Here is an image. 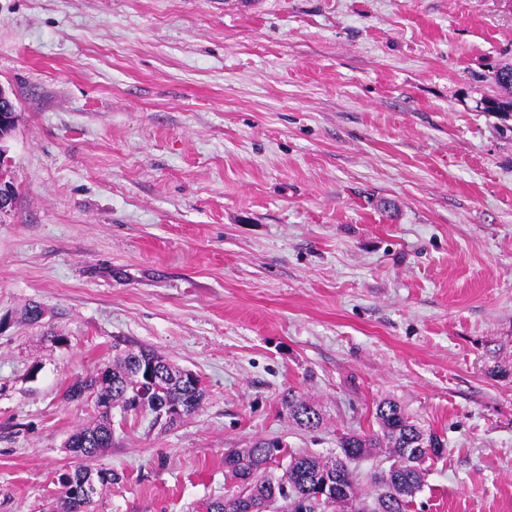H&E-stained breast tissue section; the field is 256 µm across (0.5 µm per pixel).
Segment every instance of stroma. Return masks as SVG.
I'll return each instance as SVG.
<instances>
[{
	"label": "stroma",
	"mask_w": 512,
	"mask_h": 512,
	"mask_svg": "<svg viewBox=\"0 0 512 512\" xmlns=\"http://www.w3.org/2000/svg\"><path fill=\"white\" fill-rule=\"evenodd\" d=\"M512 0H0V512H48L79 375L147 346L174 427L112 411L95 512H203L256 439L335 453L397 401L444 440L412 512H512ZM40 322L24 319L30 303ZM297 392L320 431L288 419Z\"/></svg>",
	"instance_id": "1"
}]
</instances>
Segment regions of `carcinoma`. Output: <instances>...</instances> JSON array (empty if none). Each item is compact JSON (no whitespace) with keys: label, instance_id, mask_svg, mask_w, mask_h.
Wrapping results in <instances>:
<instances>
[{"label":"carcinoma","instance_id":"1","mask_svg":"<svg viewBox=\"0 0 512 512\" xmlns=\"http://www.w3.org/2000/svg\"><path fill=\"white\" fill-rule=\"evenodd\" d=\"M155 362L162 377L158 385L162 397L170 405H178L188 418L196 412L203 400L204 391L200 379L192 380L186 371L174 366L157 352L140 348L128 350L112 363V386L103 390L97 386L96 374L77 378L65 390L69 401L82 399L87 391L96 393V404L107 398L112 406L131 409L127 396L147 386L140 367ZM293 422L308 432H315L322 417L315 405L292 392L285 397ZM376 419L379 431L370 434L344 433L337 438L338 452L329 458L312 454L290 457L276 476L269 465L284 453L280 441L258 439L243 453H228L224 456V472L238 488L236 494L207 503L206 512H265L278 498L286 503V512H331L340 508L344 512H408L415 495L424 485L425 473L422 463L443 454L440 438L433 432L411 420L394 401H383L377 405ZM109 418L100 419L70 437L76 442L103 435L104 445L92 444L75 456L76 464L62 473L65 478L80 479L93 470L87 461L98 457L112 444V430L107 428ZM385 447L393 462L377 477L384 491L372 501L358 496L352 464L362 460L374 448Z\"/></svg>","mask_w":512,"mask_h":512}]
</instances>
